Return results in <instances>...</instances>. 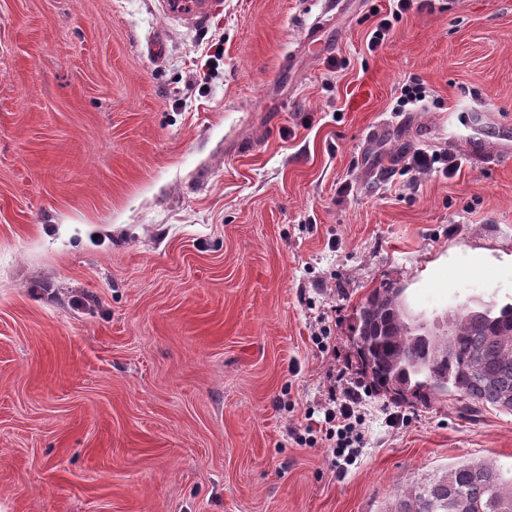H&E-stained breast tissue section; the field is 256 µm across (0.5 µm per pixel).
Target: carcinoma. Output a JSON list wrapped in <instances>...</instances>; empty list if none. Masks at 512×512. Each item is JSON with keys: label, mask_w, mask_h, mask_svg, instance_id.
Instances as JSON below:
<instances>
[{"label": "carcinoma", "mask_w": 512, "mask_h": 512, "mask_svg": "<svg viewBox=\"0 0 512 512\" xmlns=\"http://www.w3.org/2000/svg\"><path fill=\"white\" fill-rule=\"evenodd\" d=\"M447 339L416 330L403 289H375L355 312L353 342L372 392L429 404L452 396L512 412V304L458 308ZM383 512H512V472L461 461L399 488Z\"/></svg>", "instance_id": "1"}]
</instances>
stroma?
Returning a JSON list of instances; mask_svg holds the SVG:
<instances>
[{
    "label": "stroma",
    "instance_id": "1",
    "mask_svg": "<svg viewBox=\"0 0 512 512\" xmlns=\"http://www.w3.org/2000/svg\"><path fill=\"white\" fill-rule=\"evenodd\" d=\"M390 7L0 0V512H380L512 470V412L451 398L367 397L343 470L296 440L374 289L512 302V163L469 159L512 121V0H428L371 48ZM435 164H442L441 171L447 175L458 168L457 159L453 156H448V153L432 152L429 154L423 150L415 152L407 166H410L413 171L420 174L430 172L436 168L440 169Z\"/></svg>",
    "mask_w": 512,
    "mask_h": 512
}]
</instances>
